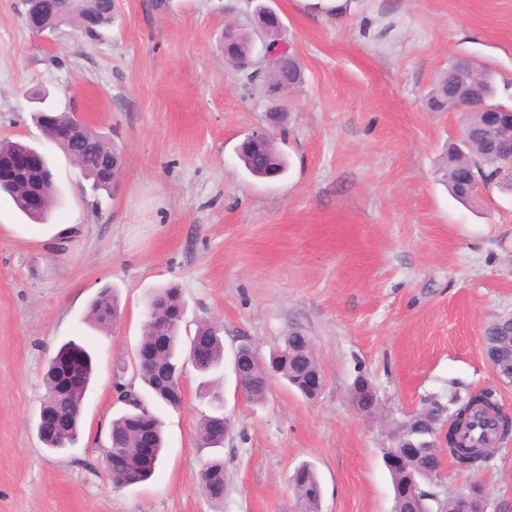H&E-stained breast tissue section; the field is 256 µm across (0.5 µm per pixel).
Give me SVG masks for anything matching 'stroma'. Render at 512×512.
<instances>
[{"label": "stroma", "instance_id": "1", "mask_svg": "<svg viewBox=\"0 0 512 512\" xmlns=\"http://www.w3.org/2000/svg\"><path fill=\"white\" fill-rule=\"evenodd\" d=\"M261 4L303 67L277 127L259 83L224 62L225 27H251ZM461 57L488 65L512 105V0H340L334 13L324 0H118L96 36L37 35L23 0H0V139L45 148L61 191L50 221L79 229L57 244L0 195V512H294L304 463L320 512H395L391 421L480 390L512 413L483 340L512 314V192L494 182L473 204L449 194L438 166L460 115L427 106ZM41 108L77 114L120 149L117 187L92 194L36 124ZM260 131L288 161L278 178L237 158ZM165 285L182 293L187 330L220 326L226 363L206 388L185 367L180 406L152 404L166 437L156 472L117 488L100 455L122 409L115 364ZM104 287L122 314L99 329L86 315ZM292 328L313 340L319 397L278 378L264 404L237 396L235 349L267 357ZM68 340L87 346L95 373L79 442L51 453L34 422L45 366ZM361 376L379 414L353 405ZM215 391L232 422L217 453L197 439ZM216 454L229 476L220 505L199 485ZM473 481L489 512H512V437L475 472L444 456L434 491L443 500Z\"/></svg>", "mask_w": 512, "mask_h": 512}]
</instances>
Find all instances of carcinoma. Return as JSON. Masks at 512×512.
<instances>
[{
  "label": "carcinoma",
  "instance_id": "obj_1",
  "mask_svg": "<svg viewBox=\"0 0 512 512\" xmlns=\"http://www.w3.org/2000/svg\"><path fill=\"white\" fill-rule=\"evenodd\" d=\"M279 53L288 55V60L282 61L274 58L269 61L266 77L262 86L266 89L272 87L277 73H282L288 80L289 87L293 88L302 82V69L296 58L288 54V50L281 49ZM460 90L473 97L485 101L497 112H512V107L496 102V86L494 72L485 65H479L469 59H459L448 67L444 75L440 76L429 98L430 104L438 112H462V128L471 130L473 138L469 140V147L463 148L458 143L448 147V151L441 158L440 171L451 194L466 203L475 201L470 194V184L474 181L489 183L499 176L512 181V164L503 159L489 147V141L503 129L488 124L487 116L460 106L458 99L452 93ZM39 123L43 128L45 137L53 139L55 129L72 121V115L61 112H40ZM34 146L19 141L0 140V158L31 151ZM69 159L81 170L84 177L91 181L90 189L96 193L100 190L108 191L116 185L109 177L102 174L96 160L99 156L107 154L120 162V154L112 143L101 133L86 126L82 130L81 144L73 148L67 144L60 145ZM238 158L244 167L254 176L267 178L271 174L280 175L286 170V160L277 149L275 142L266 133L254 144L244 149H238ZM28 190L22 181L0 182V192L9 196L14 207L28 220L36 224H44L58 201V187L53 183L42 185V191L47 195L46 208L38 213L28 212L24 206V197ZM157 311V314L146 318L143 325L142 336L136 351H149L154 346H161V361L164 367L173 366L182 368L187 360L190 339L180 335L182 320L180 314L184 312V303L174 288H159L155 290L148 301L146 312ZM119 317V302L109 289H103L90 304L88 319L98 327H106L117 322ZM299 330L291 329L283 337L280 347L272 350L268 357L261 358L249 348L245 356L253 360L252 377L244 384L245 398L255 404L265 401L267 383L264 378V365L274 364L277 374L295 388H300L297 378L292 370V361L296 357L308 356L316 360L314 347L308 342H302L298 336ZM194 335L205 338L211 345V361L200 368V372L207 373L224 362V342L219 335V329L209 323H198ZM484 340L487 342L498 340L506 345L512 344V322L500 318L489 324L484 331ZM78 355L83 359L85 382H90L92 374V358L89 352L76 342L64 343L58 351V356ZM133 370L134 376L143 383L144 388L156 399L177 406L180 401L175 399L170 389L163 383L156 372L144 365L133 355L131 362L123 360L117 364V379L115 387L122 392L124 373ZM58 360L50 362L46 372L47 394L44 403L48 406L63 408L69 415L68 426L58 435L43 439L44 446L50 451L68 448L78 442L80 436V410L84 394L74 392L67 397L58 393L59 388ZM489 394L481 393L465 399L457 395L450 397L448 405L453 407L451 415L462 419V426L452 436L448 437L450 452L456 462L467 470L480 468L485 459L478 452L480 448H491L493 444L505 439L512 433L508 421H499L487 411L486 400ZM125 406L124 411L112 421L110 431L111 447L119 449L129 460L128 469L121 475L112 478L117 487L138 484L147 481L154 474L165 439L162 423L154 428L155 456L143 459L138 456L133 439L128 435L130 416L138 407H146L145 400L140 392H135L134 398L128 400L118 397ZM212 416H205L199 426L198 440L202 448H217L211 437ZM440 469L434 459L426 456L421 459L414 471L410 473H391L393 486L401 487L411 484L415 487V512H458L456 497L452 496L441 501L432 492L431 487L440 481ZM295 495L304 512H319V502L310 497L311 489L319 486V479L315 471L308 465L297 468L291 479ZM202 491L213 503L223 501L227 490L224 461L219 458L212 459L202 471L200 476Z\"/></svg>",
  "mask_w": 512,
  "mask_h": 512
}]
</instances>
